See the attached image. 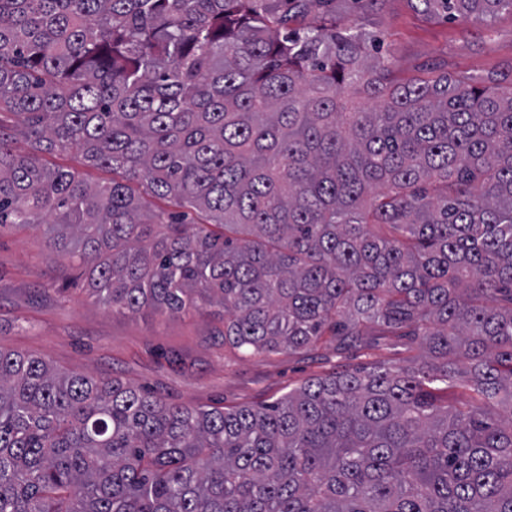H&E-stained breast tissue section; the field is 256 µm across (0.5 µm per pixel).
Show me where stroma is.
Wrapping results in <instances>:
<instances>
[{"mask_svg": "<svg viewBox=\"0 0 512 512\" xmlns=\"http://www.w3.org/2000/svg\"><path fill=\"white\" fill-rule=\"evenodd\" d=\"M390 58L397 78L430 64L486 79L512 69V11L449 21L410 0L374 9L338 0ZM45 229H0V347L43 358L60 370L116 378L168 402L223 407L272 401L341 367L421 355L419 342L375 337L370 347L337 351L331 336L298 351L242 355L225 345L224 310L202 305L180 315L135 314L99 304L77 261L47 250Z\"/></svg>", "mask_w": 512, "mask_h": 512, "instance_id": "35a3bbf8", "label": "stroma"}]
</instances>
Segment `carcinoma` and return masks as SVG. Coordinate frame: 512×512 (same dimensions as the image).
<instances>
[{
  "label": "carcinoma",
  "instance_id": "obj_1",
  "mask_svg": "<svg viewBox=\"0 0 512 512\" xmlns=\"http://www.w3.org/2000/svg\"><path fill=\"white\" fill-rule=\"evenodd\" d=\"M334 2L0 0V228L46 225L112 307L221 305L245 352L425 348L206 408L0 347V512H512V86L398 82L301 26ZM69 151L112 179L42 163Z\"/></svg>",
  "mask_w": 512,
  "mask_h": 512
}]
</instances>
